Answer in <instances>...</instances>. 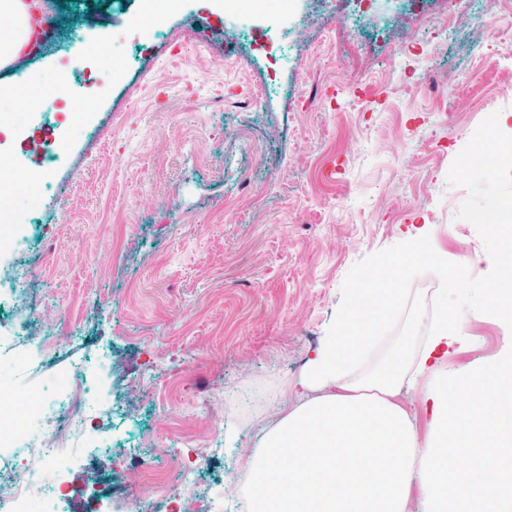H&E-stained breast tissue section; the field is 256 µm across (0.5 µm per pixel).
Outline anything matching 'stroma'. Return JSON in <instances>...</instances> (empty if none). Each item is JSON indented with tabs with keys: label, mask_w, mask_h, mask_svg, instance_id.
Masks as SVG:
<instances>
[{
	"label": "stroma",
	"mask_w": 512,
	"mask_h": 512,
	"mask_svg": "<svg viewBox=\"0 0 512 512\" xmlns=\"http://www.w3.org/2000/svg\"><path fill=\"white\" fill-rule=\"evenodd\" d=\"M60 2L40 55L0 69V86L25 79L44 112L47 95L83 86L79 62L59 65L63 50L112 46L120 73L90 113H73L51 188L0 197V208L26 209L40 226L11 259L34 272L16 312L39 309L77 332L46 358L44 381L108 355L116 447L77 452L79 494L62 509L132 512L127 474L173 469L194 435L196 490L181 497L182 512H197L215 489H238L242 458L279 405H296L288 385L346 292L379 258H396L408 231L429 225L452 258L495 250L488 226L512 210V167L459 159L512 111V54L489 33L512 29V14L486 18L470 0L447 29L449 0H372L354 20L297 0L277 31L284 56L270 86L262 54L244 55L246 40L205 0H179L164 32L136 42L144 0ZM422 18L428 82L394 60ZM258 91L261 108L245 114ZM245 117L254 154L237 143ZM488 279L486 264L472 266L454 298L467 311L465 344L448 371L484 367L512 343L496 317L474 311ZM399 285L406 305L376 361L413 335V307L442 282L425 273Z\"/></svg>",
	"instance_id": "stroma-1"
}]
</instances>
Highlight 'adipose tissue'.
<instances>
[{"mask_svg": "<svg viewBox=\"0 0 512 512\" xmlns=\"http://www.w3.org/2000/svg\"><path fill=\"white\" fill-rule=\"evenodd\" d=\"M17 26L0 36V67L22 55L30 31L23 0H0ZM498 246L482 260L495 270L483 310L512 324V230L490 226ZM428 229L395 260L377 261L350 289L293 387L304 400L280 407L277 424L241 461L249 512H512V352L474 372H448V350L461 343L464 313L436 301L421 310L423 336L403 343L388 369L365 363L374 343L403 308L400 274L428 267L463 288L471 257L449 261L428 245ZM425 386L422 414L400 400L404 387ZM482 390L484 403L466 410L458 399ZM463 456L461 470L452 463Z\"/></svg>", "mask_w": 512, "mask_h": 512, "instance_id": "adipose-tissue-1", "label": "adipose tissue"}]
</instances>
